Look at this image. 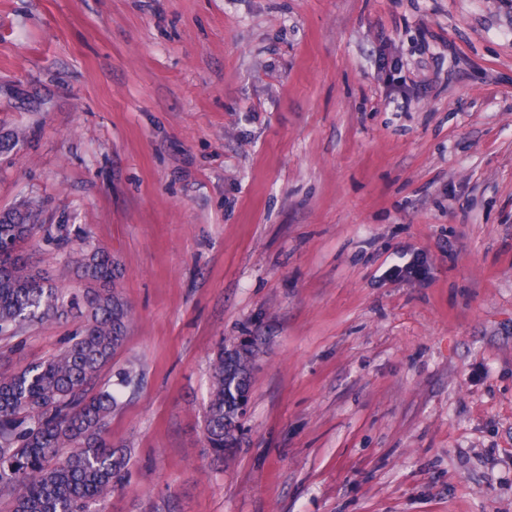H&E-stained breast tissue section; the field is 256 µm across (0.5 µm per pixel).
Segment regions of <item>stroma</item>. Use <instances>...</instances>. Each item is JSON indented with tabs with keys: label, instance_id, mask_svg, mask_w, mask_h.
<instances>
[{
	"label": "stroma",
	"instance_id": "stroma-1",
	"mask_svg": "<svg viewBox=\"0 0 512 512\" xmlns=\"http://www.w3.org/2000/svg\"><path fill=\"white\" fill-rule=\"evenodd\" d=\"M27 200L133 310L108 512H512V0H0V212ZM243 336L225 466L203 409ZM246 354L251 362L249 369L242 364ZM255 357V343L249 336L231 348H224L223 343L211 361L204 435L214 461L222 465L224 460L234 458L240 445L241 421L248 403Z\"/></svg>",
	"mask_w": 512,
	"mask_h": 512
}]
</instances>
